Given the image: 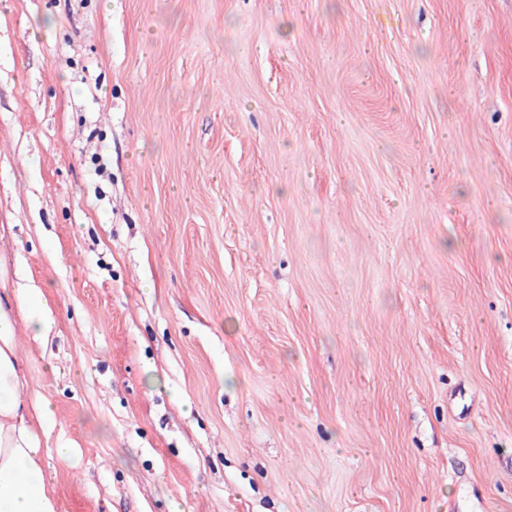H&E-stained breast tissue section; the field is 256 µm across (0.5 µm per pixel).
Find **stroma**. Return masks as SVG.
Wrapping results in <instances>:
<instances>
[{"label": "stroma", "instance_id": "35a3bbf8", "mask_svg": "<svg viewBox=\"0 0 512 512\" xmlns=\"http://www.w3.org/2000/svg\"><path fill=\"white\" fill-rule=\"evenodd\" d=\"M31 293L60 512H512V0H0Z\"/></svg>", "mask_w": 512, "mask_h": 512}]
</instances>
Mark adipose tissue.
<instances>
[{
    "instance_id": "adipose-tissue-1",
    "label": "adipose tissue",
    "mask_w": 512,
    "mask_h": 512,
    "mask_svg": "<svg viewBox=\"0 0 512 512\" xmlns=\"http://www.w3.org/2000/svg\"><path fill=\"white\" fill-rule=\"evenodd\" d=\"M52 419L49 406L33 403L25 394L15 324L9 306L0 303V512H59L32 427Z\"/></svg>"
}]
</instances>
